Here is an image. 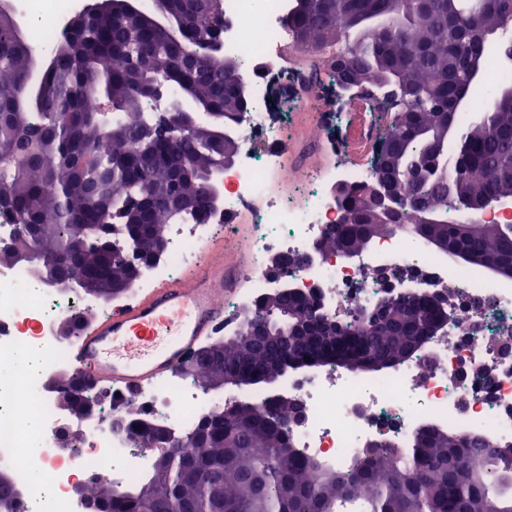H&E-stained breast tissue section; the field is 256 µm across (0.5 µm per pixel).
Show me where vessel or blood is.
I'll return each mask as SVG.
<instances>
[{
	"label": "vessel or blood",
	"mask_w": 512,
	"mask_h": 512,
	"mask_svg": "<svg viewBox=\"0 0 512 512\" xmlns=\"http://www.w3.org/2000/svg\"><path fill=\"white\" fill-rule=\"evenodd\" d=\"M236 280L223 245L205 246L184 277L86 324L73 343L76 362L97 383L129 391L178 372L216 333L224 290Z\"/></svg>",
	"instance_id": "b4317fda"
}]
</instances>
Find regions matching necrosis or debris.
I'll return each mask as SVG.
<instances>
[{"instance_id": "4bbe7bcc", "label": "necrosis or debris", "mask_w": 512, "mask_h": 512, "mask_svg": "<svg viewBox=\"0 0 512 512\" xmlns=\"http://www.w3.org/2000/svg\"><path fill=\"white\" fill-rule=\"evenodd\" d=\"M77 6V0L16 3L45 50L59 22ZM224 13L231 22L224 42L247 60L251 109L229 129L240 150L224 172L223 208L204 224L171 225L164 259L142 270L133 292L177 276L223 224H249L251 241L250 257L239 268L240 285L224 296L228 336L236 333L242 313L276 289L290 286L304 294L317 289L326 313L348 319L394 287V280L375 277V270L409 271L423 292H453V321L420 357L383 377L327 365L289 377L281 393L257 392L244 400L271 405L283 395L299 401L305 417L291 431L292 444L302 456L332 468L350 466L372 441L407 446L427 422L452 433L512 441V359L501 353L504 343L512 341L511 288L481 270L448 262L399 232L349 259L271 274L269 257L308 254L327 228L342 219L336 186L370 182L376 169L351 163L343 142L324 168L308 169L289 160L283 149L286 130L310 111L321 70L314 65L294 72L286 51L290 36L282 0H225ZM291 75L296 81L286 96H275L273 80ZM81 304L79 296L45 285L27 265H0V467L19 473L37 469L43 475L39 483L21 485L11 502L15 512H83L71 493L73 484L93 476L127 483L151 463L128 430L115 431L95 421L80 423V450L56 444L57 430L71 418L59 406L58 393L44 384L53 376L81 372L69 355L70 343L56 335L59 322ZM22 352L36 356V364L17 369L16 357ZM244 400L204 394L176 373L140 390L129 413L150 411L161 425L178 431L204 414L229 410Z\"/></svg>"}]
</instances>
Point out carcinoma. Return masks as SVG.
<instances>
[{"label": "carcinoma", "instance_id": "obj_1", "mask_svg": "<svg viewBox=\"0 0 512 512\" xmlns=\"http://www.w3.org/2000/svg\"><path fill=\"white\" fill-rule=\"evenodd\" d=\"M423 12L417 0H308L306 8L286 18L292 36L308 35L312 52L339 46L336 58L347 62L340 70L330 64L332 83L347 78L356 83L384 78L415 90L407 97L405 119L392 116L384 138L399 150L377 157V169L392 163L424 167L434 151L448 144L443 114L457 93L480 88L486 100L512 87V70L500 69L493 85L472 84L463 75L461 55H475L485 67L489 52L503 46L483 38L502 31L512 35V0H474L463 10L460 0H432ZM173 16L192 41L178 50L149 30L135 16L118 18L100 10L81 23L70 42L58 45L56 64L34 78L35 49L17 32L12 19L0 14V215L19 228L18 247L24 252H54L66 261L93 266L101 245L100 225L118 218L120 237L113 239L112 274L134 277L122 261L134 251L147 227L164 233L176 221L201 223L200 213L187 206L170 212L164 185L171 175L195 168L197 176L177 191L203 196L198 174L207 171L224 150L228 128L248 105L235 93L233 69L222 60L185 65L182 51L211 38L217 23L202 11L198 0H168ZM81 63L74 64V59ZM192 85L197 102L212 115L191 136L173 144L158 141L148 148L141 131L162 127L164 119L145 115L151 99L142 86L174 72ZM112 111H101V100ZM460 143L444 150L440 168L412 181L405 198L397 186L391 217L400 223L403 203L416 213L409 234L424 241L440 239L448 257L464 254L466 264L486 270L489 264L512 265V224L472 223L468 233L450 214L460 208L456 187L467 181L479 190L512 195V104L502 103L482 123L451 112ZM66 169L67 178L59 176ZM363 193L348 188L341 198L348 221L335 225L326 246L364 249L396 228L373 223L361 208ZM85 243L71 254L72 236ZM387 302L399 317L383 329L368 330L365 310L338 325L341 341L329 362L349 372L395 369L419 352L425 321L431 311L406 310L402 302ZM310 300L294 296L284 302L268 297L244 317L239 339L224 345L193 372L180 370L195 385L206 384L210 372L252 376L274 383L293 362L323 354L318 346L282 342L255 346L256 332H283L297 315L315 320ZM292 406L241 404L227 413L211 414L210 437L200 423L181 431L184 444L169 451L160 477L149 472L143 483L116 482L88 486V494L109 498L115 512H512V443L486 446L478 433L448 434L431 426L413 435L411 451L390 445L367 448L348 470L321 467L292 446L284 426ZM363 485L371 495L359 496Z\"/></svg>", "mask_w": 512, "mask_h": 512}]
</instances>
